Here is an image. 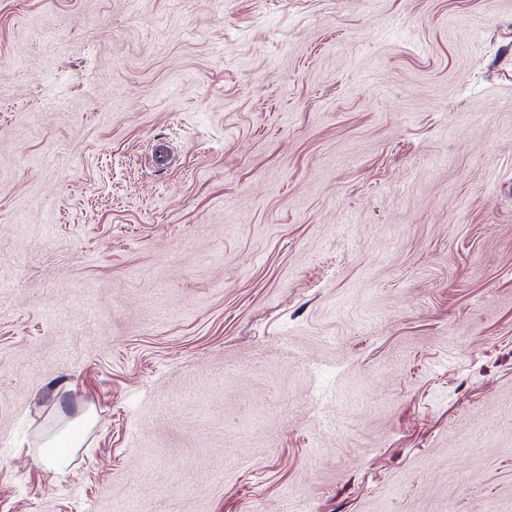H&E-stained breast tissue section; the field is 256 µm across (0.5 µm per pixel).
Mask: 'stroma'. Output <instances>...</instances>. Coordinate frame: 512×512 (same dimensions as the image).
<instances>
[{"instance_id": "1", "label": "stroma", "mask_w": 512, "mask_h": 512, "mask_svg": "<svg viewBox=\"0 0 512 512\" xmlns=\"http://www.w3.org/2000/svg\"><path fill=\"white\" fill-rule=\"evenodd\" d=\"M0 512H512V0H0ZM97 415L88 410L68 424L57 428L40 446L41 459L55 473L65 471L72 463L75 448H81L85 435L95 425Z\"/></svg>"}]
</instances>
